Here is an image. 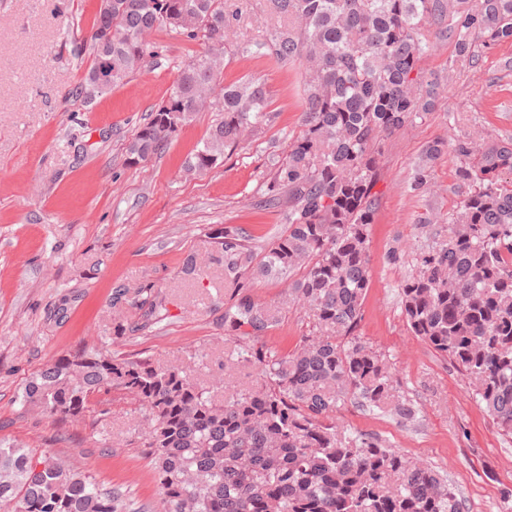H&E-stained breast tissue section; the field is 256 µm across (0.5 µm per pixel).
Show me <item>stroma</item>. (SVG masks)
<instances>
[{
	"instance_id": "35a3bbf8",
	"label": "stroma",
	"mask_w": 512,
	"mask_h": 512,
	"mask_svg": "<svg viewBox=\"0 0 512 512\" xmlns=\"http://www.w3.org/2000/svg\"><path fill=\"white\" fill-rule=\"evenodd\" d=\"M98 7L99 0H0V440L54 449L65 464L120 489L124 512H151L158 487L135 443L130 400L112 391L108 415L94 405L65 423L23 406L21 389L53 358L84 346L163 364L194 355L201 380L220 378L235 389L255 383L253 370L228 360L235 348L224 333L230 292L222 269L207 260L206 234L230 225L263 245L283 231L284 207L259 212L253 205L300 131L302 85L299 66L226 58L225 81H265L273 122L212 169L189 173L182 162L220 119L198 112L158 153L128 164L135 131L165 99L179 65L203 45L153 33L159 64L83 104L77 90L89 61L75 49ZM452 52L444 41L421 62L425 72L452 74L436 110L385 144L368 242L372 277L358 329L389 359L418 414L400 421L348 402L336 423L430 461L461 491L466 512H503L502 492L512 489V441L472 400L450 362L411 336L397 288L412 265L386 260L393 248L424 242L422 213L447 215L466 195L451 153L433 163L427 190L410 191L428 143L477 130L512 138V45L485 49L474 69L449 70ZM192 255L207 262L193 279L182 273ZM118 286L133 297L163 299L162 321L113 305ZM287 287V279L270 277L249 288L256 301L279 307L278 323L261 341L282 354L313 327L308 314L285 303ZM119 323L132 332L115 335Z\"/></svg>"
}]
</instances>
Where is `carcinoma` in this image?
<instances>
[{
  "mask_svg": "<svg viewBox=\"0 0 512 512\" xmlns=\"http://www.w3.org/2000/svg\"><path fill=\"white\" fill-rule=\"evenodd\" d=\"M283 23L243 39L224 0H100L76 56L91 58L78 92L85 103L158 64L155 31L208 46L182 62L162 104L128 147L133 165L176 137L195 112L222 114L210 138L183 162L217 165L227 148L270 124V91L247 78L224 83L223 56L300 63L301 126L275 161L257 207L285 202L284 231L255 246L241 229H209L224 284V331L238 363L257 379L245 389L200 382L192 363L80 349L50 361L23 386L21 401L77 421L95 395L122 391L140 412L139 447L159 485L156 512H464L448 476L378 437L343 435L327 422L347 400L405 420L415 405L385 355L357 334L370 286L369 227L385 141L423 119L443 77L421 58L453 44L452 64L476 67L480 49L512 42V0H270ZM433 18L434 38L424 34ZM453 152L469 192L448 216V233L409 253L399 296L408 331L457 367L472 398L512 439V139L480 135L435 141L427 160ZM301 272L288 299L312 317L313 332L278 354L259 337L275 310L246 293L250 280ZM112 304L148 308L117 286ZM0 512H123L121 495L47 450L0 442Z\"/></svg>",
  "mask_w": 512,
  "mask_h": 512,
  "instance_id": "carcinoma-1",
  "label": "carcinoma"
}]
</instances>
